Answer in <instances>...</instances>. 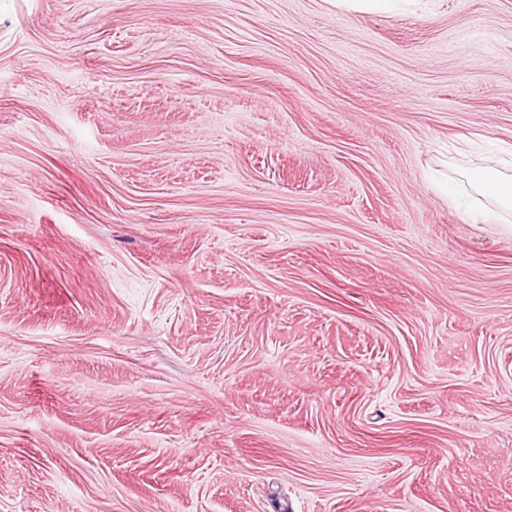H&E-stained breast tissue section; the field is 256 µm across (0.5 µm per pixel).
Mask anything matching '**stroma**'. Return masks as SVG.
Segmentation results:
<instances>
[{"label": "stroma", "mask_w": 512, "mask_h": 512, "mask_svg": "<svg viewBox=\"0 0 512 512\" xmlns=\"http://www.w3.org/2000/svg\"><path fill=\"white\" fill-rule=\"evenodd\" d=\"M512 0H0V512H512ZM469 183L480 195L505 209L512 208V178L504 177L491 167L475 168L469 173Z\"/></svg>", "instance_id": "obj_1"}]
</instances>
